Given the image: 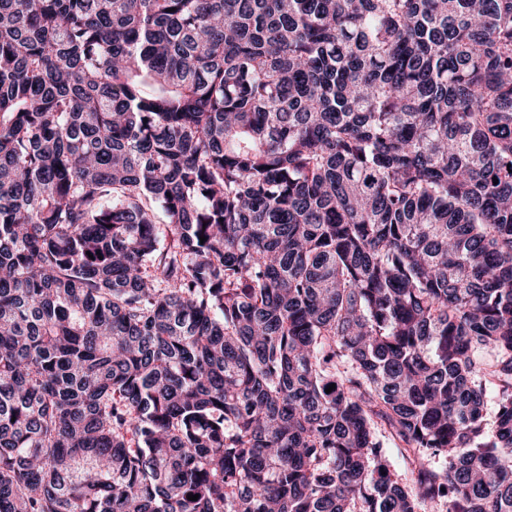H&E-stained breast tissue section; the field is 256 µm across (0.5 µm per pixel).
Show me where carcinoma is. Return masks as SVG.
<instances>
[{
	"label": "carcinoma",
	"instance_id": "cac0c4a2",
	"mask_svg": "<svg viewBox=\"0 0 512 512\" xmlns=\"http://www.w3.org/2000/svg\"><path fill=\"white\" fill-rule=\"evenodd\" d=\"M438 504L512 512V0H0V512Z\"/></svg>",
	"mask_w": 512,
	"mask_h": 512
}]
</instances>
